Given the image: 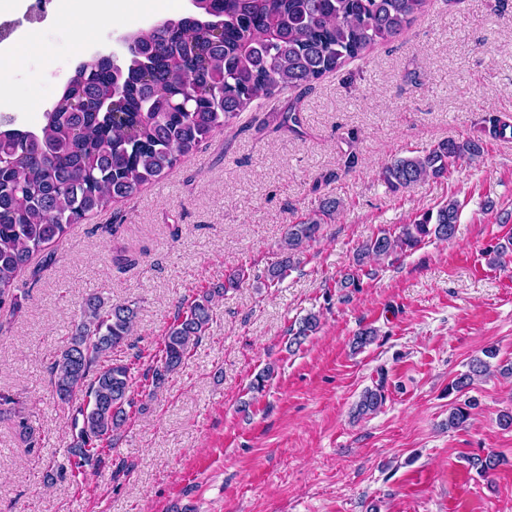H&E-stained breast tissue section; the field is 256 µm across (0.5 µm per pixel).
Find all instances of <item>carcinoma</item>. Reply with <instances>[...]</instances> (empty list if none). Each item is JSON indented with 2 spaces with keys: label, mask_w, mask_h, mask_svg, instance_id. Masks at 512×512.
I'll return each instance as SVG.
<instances>
[{
  "label": "carcinoma",
  "mask_w": 512,
  "mask_h": 512,
  "mask_svg": "<svg viewBox=\"0 0 512 512\" xmlns=\"http://www.w3.org/2000/svg\"><path fill=\"white\" fill-rule=\"evenodd\" d=\"M207 19L184 17L142 31L132 38L127 68L95 59L81 63L61 97L44 113L39 131L0 129V306L20 308L11 291L31 257L62 238L80 221L127 198L140 186L173 168L209 134L228 128L250 105L275 91L320 80L363 54L378 41L399 36L423 12L427 0H200ZM483 153L474 139H448L410 155L392 158L381 171L394 192L448 176L461 160ZM459 220L450 199L429 209L392 234L381 230L364 241L358 262L418 247L427 238L449 240ZM317 219L287 225L281 259L267 270L279 283L294 256L316 239ZM205 290L182 303L144 373L152 396L167 376L184 364L211 320ZM137 316L132 303L85 299L80 320L50 364L53 395L62 404L83 396L82 417L67 448L70 476L104 460L114 432L136 406L130 364L110 358L127 340ZM319 327L303 318L291 343L300 344ZM484 351L469 363L451 389L464 395L490 369ZM91 382H86L89 375ZM384 385L365 389L355 415L377 412ZM476 402L467 398L450 408L448 427L467 426ZM494 453L469 458L481 477L495 471Z\"/></svg>",
  "instance_id": "obj_1"
}]
</instances>
